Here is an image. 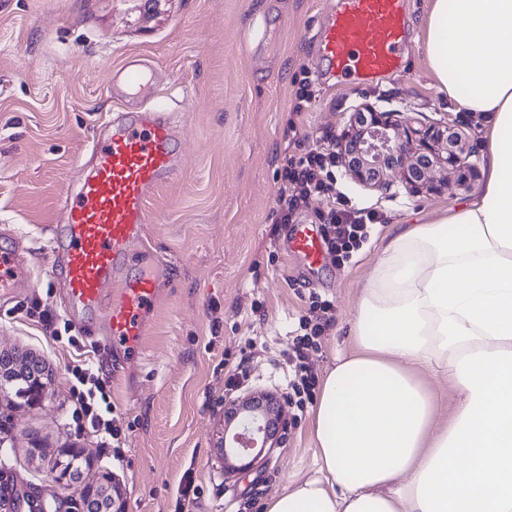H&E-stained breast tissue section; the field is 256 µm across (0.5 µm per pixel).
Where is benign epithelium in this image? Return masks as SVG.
<instances>
[{
    "instance_id": "7a95c632",
    "label": "benign epithelium",
    "mask_w": 512,
    "mask_h": 512,
    "mask_svg": "<svg viewBox=\"0 0 512 512\" xmlns=\"http://www.w3.org/2000/svg\"><path fill=\"white\" fill-rule=\"evenodd\" d=\"M362 125L352 124L338 143L348 174L373 188L391 186L389 176L400 172L405 189L439 192L448 178L434 173L442 169L464 186L475 174L471 149L464 132L454 125L411 129L392 121L390 112L369 108L357 113ZM284 417L283 400L270 392H245L224 399V430L217 443L227 475L251 471L279 445ZM78 494L107 501L100 512H125L121 488L109 475L96 484L76 486Z\"/></svg>"
}]
</instances>
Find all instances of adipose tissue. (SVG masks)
<instances>
[{"label":"adipose tissue","mask_w":512,"mask_h":512,"mask_svg":"<svg viewBox=\"0 0 512 512\" xmlns=\"http://www.w3.org/2000/svg\"><path fill=\"white\" fill-rule=\"evenodd\" d=\"M424 51L438 89L492 119L485 180L395 226L322 379L316 473L267 512H512V0H431Z\"/></svg>","instance_id":"adipose-tissue-1"}]
</instances>
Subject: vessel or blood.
Segmentation results:
<instances>
[{
  "label": "vessel or blood",
  "mask_w": 512,
  "mask_h": 512,
  "mask_svg": "<svg viewBox=\"0 0 512 512\" xmlns=\"http://www.w3.org/2000/svg\"><path fill=\"white\" fill-rule=\"evenodd\" d=\"M405 0H338L312 40L330 75L369 81L402 72L408 36ZM178 143L160 107L125 113L112 134L92 143L93 171L65 198L60 226V263L53 278L63 285L67 308L101 317L113 345L138 343L146 314L159 299L157 277L124 274L130 248L151 216L147 200L176 172ZM289 252L318 267L325 247L310 224L295 225ZM33 278L21 239L0 247V298Z\"/></svg>",
  "instance_id": "b4317fda"
}]
</instances>
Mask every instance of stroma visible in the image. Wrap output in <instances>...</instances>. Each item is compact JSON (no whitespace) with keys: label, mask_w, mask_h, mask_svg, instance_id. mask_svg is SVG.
<instances>
[{"label":"stroma","mask_w":512,"mask_h":512,"mask_svg":"<svg viewBox=\"0 0 512 512\" xmlns=\"http://www.w3.org/2000/svg\"><path fill=\"white\" fill-rule=\"evenodd\" d=\"M405 2L406 74L357 86L312 74L321 0H0V233L22 236L34 268L27 290L0 301V352L39 357L48 371L40 404L13 391L0 398V495L15 493L18 512L32 503L82 512L75 484L105 472L120 483L126 512H265L289 481L314 476L308 413L281 429L280 447L258 469L225 476L217 441L226 365L247 360L248 389L282 392L294 329L316 293L332 304L321 345L308 353L323 377L350 346L359 291L391 226L428 221L480 185L370 189L339 165L337 190L379 217L370 244L349 265L313 270L282 248L291 231L275 204L283 156L336 152L364 106L416 128L460 125L481 163L490 121L438 90L423 54L429 0ZM130 59L152 68L134 95L113 79ZM303 90L310 99L297 113ZM153 105L171 115L180 170L151 193L155 221L127 271L145 270L151 255L165 274L143 345L115 348L92 321L66 316L49 278L54 228L66 193L92 171V140L110 135L122 113ZM35 302L52 324L29 316ZM84 364L106 385L119 446L102 445L72 417V369ZM76 451L84 461L74 483L61 463ZM188 471L198 497L183 506L177 489Z\"/></svg>","instance_id":"35a3bbf8"}]
</instances>
